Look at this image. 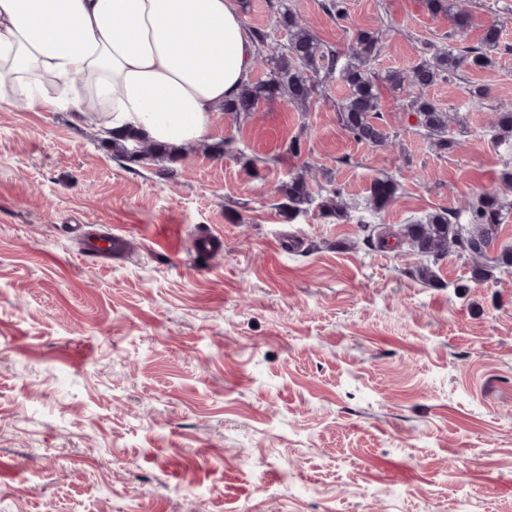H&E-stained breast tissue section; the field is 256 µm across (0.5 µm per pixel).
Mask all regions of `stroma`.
Returning a JSON list of instances; mask_svg holds the SVG:
<instances>
[{
	"label": "stroma",
	"mask_w": 512,
	"mask_h": 512,
	"mask_svg": "<svg viewBox=\"0 0 512 512\" xmlns=\"http://www.w3.org/2000/svg\"><path fill=\"white\" fill-rule=\"evenodd\" d=\"M323 2L246 0L242 17L272 44L284 3L340 51L378 33L380 76L503 22L492 67L425 91L452 117V153L384 83L391 138L355 141L336 75L303 105L220 113L210 139L235 137L241 160L200 144L129 166L70 111L0 102V512H512V274L475 283L452 254L430 285L408 245L356 232L499 188L512 0H451L471 16L461 39L426 0H344L340 20ZM298 175L341 190L348 217L288 219ZM385 176L399 189L377 213ZM76 224L124 235L125 254L83 258ZM207 227L222 247L203 257ZM398 183L392 178H377L371 183L369 197L373 210L381 211L390 205L397 194Z\"/></svg>",
	"instance_id": "35a3bbf8"
}]
</instances>
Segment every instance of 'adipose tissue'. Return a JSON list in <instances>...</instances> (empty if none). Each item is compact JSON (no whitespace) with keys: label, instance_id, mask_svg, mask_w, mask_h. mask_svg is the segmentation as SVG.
<instances>
[{"label":"adipose tissue","instance_id":"1","mask_svg":"<svg viewBox=\"0 0 512 512\" xmlns=\"http://www.w3.org/2000/svg\"><path fill=\"white\" fill-rule=\"evenodd\" d=\"M255 48L235 0H0V69L33 110L208 141Z\"/></svg>","mask_w":512,"mask_h":512}]
</instances>
